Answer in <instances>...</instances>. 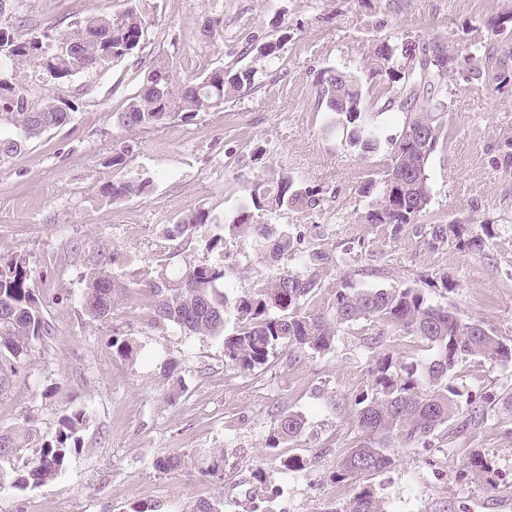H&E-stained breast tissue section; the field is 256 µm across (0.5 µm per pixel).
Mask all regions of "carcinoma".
<instances>
[{
	"label": "carcinoma",
	"mask_w": 512,
	"mask_h": 512,
	"mask_svg": "<svg viewBox=\"0 0 512 512\" xmlns=\"http://www.w3.org/2000/svg\"><path fill=\"white\" fill-rule=\"evenodd\" d=\"M147 32L145 18L132 7L119 15H99L27 37L0 21V118L24 135L0 138V154L16 152L25 141L70 120L61 97L39 102L30 87L13 81L10 69L16 63L38 64L60 93L75 76L142 52ZM443 46L445 42L435 38L382 40L369 53L365 73L327 67L316 78L317 104L327 112L329 126L342 130L346 145L362 157L381 147L375 111L394 109L402 114L399 134L388 141L383 176L361 185L362 193L375 194L368 221L391 226L395 235L418 223L431 201L427 167L445 128L448 75L457 68V55ZM253 84L250 68L213 69L178 84L169 67L158 64L126 99L117 120L139 130L189 122L201 112L224 109V103ZM416 132L424 133L426 140L418 147L409 145L410 134ZM149 187V179L134 177L108 185L105 194L116 202L139 196ZM320 202L312 187L281 170L255 183L228 225V235L203 232L213 217L199 210L174 225L172 235L188 241L198 238L206 251L222 252L226 237L246 232L252 244L268 247L273 256L286 260L297 253V238L286 228L271 232L255 214L314 209ZM451 235L474 251L484 245L482 237L465 235L460 224H431L427 229L433 248L447 243ZM331 263L326 252L310 250L303 255L304 273L280 272L236 296L224 291L227 269L220 265L186 263L170 271L161 269L143 281L92 267L84 277L83 304L90 318L101 319L112 313L116 294L136 293L152 307L153 324L222 340L225 366L241 374L266 367L280 352L328 353L334 349L337 328L357 322L371 326L378 337L393 329L425 342L432 355L422 361L406 363L385 352L371 356L366 379L351 402L358 439L336 471L338 479L360 481L391 467L397 449L425 448L439 429L450 430L461 418L477 419L473 401L452 384V372L463 358L510 361L512 345L483 320L462 319L448 307L429 302L418 288H355L345 279L331 298L320 303V273ZM30 278L22 255L0 256V358L9 356L16 363L32 342L51 335ZM230 320L234 326L228 333ZM84 422L81 409L64 416L31 466L15 474L12 485L26 489L54 479L79 447ZM305 429L303 413L283 410L266 447L294 442ZM325 512H384V507L372 487L363 484L346 506Z\"/></svg>",
	"instance_id": "1"
}]
</instances>
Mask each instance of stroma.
<instances>
[{
    "instance_id": "35a3bbf8",
    "label": "stroma",
    "mask_w": 512,
    "mask_h": 512,
    "mask_svg": "<svg viewBox=\"0 0 512 512\" xmlns=\"http://www.w3.org/2000/svg\"><path fill=\"white\" fill-rule=\"evenodd\" d=\"M149 22L145 48L106 68L79 75L64 88L69 124L0 156V255L23 254L31 284L52 334L31 345L0 385V435L13 437L0 458V512H193L223 497L252 472L287 477L290 512H324L358 492L357 482L334 472L356 432L348 403L365 378L372 350L404 362L422 360L424 343L386 330L371 345L366 325L341 327L326 354L277 355L262 374L224 365L221 340L155 328L139 299L124 297L111 314L90 319L82 277L100 254L115 257L114 273L145 276L164 263H221L226 291L252 288L281 267L260 248L229 242L225 253L169 237L192 210L217 219L223 232L267 165L288 171L321 199L314 209L288 208L275 222L299 231L304 250L331 255L322 279L329 299L339 279L359 288L411 286L460 317L487 321L512 340V171L500 156L512 142V61L476 57L495 43L512 48V0H23L4 16L21 33L40 32L130 6ZM218 23L220 33L208 32ZM439 38L455 48L459 68L448 79L444 136L428 165L431 202L418 224L392 235L367 221L362 181L380 179L385 155L369 159L328 129L317 105L315 79L333 67L363 73L369 51L383 39ZM279 42L275 59L260 47ZM175 79L218 67H249L252 89L220 112L149 132L119 125L125 99L156 63ZM480 69L470 77V69ZM128 164L112 166V150ZM149 176L150 190L112 202L102 193L115 181ZM428 224H464L475 235L491 230L482 251L455 244L428 246ZM447 274L454 289L431 288ZM115 337L134 339L130 359L114 353ZM174 360V377L162 365ZM184 394L172 398L174 379ZM453 383L481 400L482 416L463 431L438 433L430 446L400 449L394 465L370 476L386 512H512V361H460ZM302 412L307 431L277 451L265 442L281 409ZM81 409V446L55 479L36 488L11 485L14 471L56 431L61 417ZM321 449L319 465L284 473L299 449ZM496 471L495 484L460 480L471 455ZM181 456V469L160 470V459ZM222 463L216 478L204 470Z\"/></svg>"
}]
</instances>
